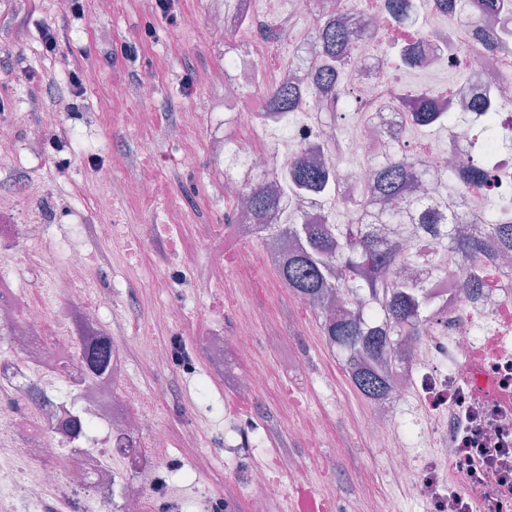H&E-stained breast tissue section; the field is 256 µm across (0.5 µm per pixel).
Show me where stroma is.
Returning <instances> with one entry per match:
<instances>
[{
	"mask_svg": "<svg viewBox=\"0 0 512 512\" xmlns=\"http://www.w3.org/2000/svg\"><path fill=\"white\" fill-rule=\"evenodd\" d=\"M223 7L224 0H179L165 14L142 0H0V125L15 128L13 151L0 158V193L17 197L22 215H37L55 236L75 224L121 227L113 241L86 242L87 277L111 290L104 326L126 361V382L150 399V425L168 430L154 512H293L297 488L265 503L247 481L257 464L285 480V456L306 469L308 489L333 512H375L385 503L400 512H433V495L398 483L386 449L359 433L369 403L353 389L343 356L326 343L318 319L262 261L259 241L244 244L255 258L251 287H237L230 251L223 281L198 279V269L216 253L197 241L196 227L227 224L232 203L222 188V160L197 145L240 134L234 113L224 109L223 86L210 80L246 42L241 33L208 39L207 20ZM46 25L59 41L52 56L40 37ZM76 84L82 89L77 97L71 94ZM199 94L210 98L215 122L191 131L186 112ZM33 99L59 109L70 136L44 127L41 113L28 107ZM142 110L153 113L151 128L132 123ZM35 137L41 141L36 157L28 149ZM100 166L116 180L131 166L154 175L153 200L144 202L136 186L124 184L111 210L97 212ZM34 179L43 192L32 198L26 187ZM22 286L38 289L50 314L91 298L54 288L44 270ZM241 308L252 312L256 336L246 365L267 376L265 390L245 404L210 372L199 334L211 325L233 336ZM272 336L283 337V352L270 348ZM145 339L182 342L188 357L149 365ZM188 422L199 435L193 448L182 441ZM318 422L334 434L333 442L296 440L297 430Z\"/></svg>",
	"mask_w": 512,
	"mask_h": 512,
	"instance_id": "35a3bbf8",
	"label": "stroma"
}]
</instances>
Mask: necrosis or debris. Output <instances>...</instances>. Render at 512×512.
<instances>
[{
	"label": "necrosis or debris",
	"instance_id": "obj_1",
	"mask_svg": "<svg viewBox=\"0 0 512 512\" xmlns=\"http://www.w3.org/2000/svg\"><path fill=\"white\" fill-rule=\"evenodd\" d=\"M332 2L314 0L315 8L307 14L301 0H244L242 13H217L207 24L209 35L215 38L246 32L249 66L224 81L225 96L236 103L239 137L229 145L208 138L204 149L237 162L279 197L278 210L266 218L270 224L287 223L293 210L316 224L332 223L336 214L335 204L308 195L291 197L284 191L289 148L320 152L330 163L336 160L335 153L324 149L329 131L322 119L334 99L311 90L313 25L329 16ZM385 4L386 0H361L345 20L352 26L366 24L383 35L387 46L402 47L410 41L412 31L404 25L387 24ZM424 13L429 38L427 61L419 65V72L439 77L464 70L475 99L496 108L500 132L512 138V37L488 47L475 27L440 8L438 0H425ZM353 54L363 77L351 88L360 124L342 141L343 147L360 159L342 173L348 183L342 192L348 208L381 209L369 177L372 161L386 151H400L409 161L420 162L435 173L452 164H469L473 148L467 131L452 132L436 148L411 140L409 112L390 108L402 85L386 76V49L357 43ZM288 83L304 91L302 105L291 112L264 114L262 103L249 93L254 86L270 89ZM483 171L486 179L479 195L512 202V152L487 155ZM223 189L233 204L235 240L259 238L266 264H280L293 248V240L259 236V220L243 202L241 181L227 180ZM17 210L16 198L0 195V266L18 271L52 268L58 286L68 290L86 281L85 240L105 242L116 231L115 225L108 223L78 224L69 238L56 244L48 225L37 218L8 223V216ZM471 266V259L449 258L451 278L438 282L433 290L435 322L412 349L391 353L388 363L395 372V384L385 400L372 405L359 429L372 440L390 439L393 475L408 487L419 488L432 481L431 475L419 474L415 468V453L427 444H439L447 459L467 442L475 448H512V261L503 262L498 256L486 261L487 286L477 299L448 286L449 281H462ZM238 320L244 329L230 338L205 330L203 350L210 371L223 376L237 397L247 400L264 390L267 378L263 372L245 368L254 347L247 329L250 311L240 310ZM0 326L8 328L9 340L21 356L17 362L0 359V385L14 396L13 401H0V441L21 435L27 438L23 447L9 448L6 458L0 459V493L36 504L50 488L68 496L89 488L94 492V512H153L152 490L169 438L159 425L144 431L151 410L146 395L131 386L119 389L113 382L102 387L86 381L81 362L70 359L61 343V323L44 314L36 291L19 290L10 277H0ZM34 367L60 376L76 396L73 413L93 424H107L109 436L96 443L91 434H84L82 444L71 449L48 433L50 425L61 421V414L46 408L32 414L22 412L18 399ZM414 394L420 398L422 420L409 433L391 437L389 416L403 410ZM107 454L122 455L127 473L135 480L116 511L111 508L116 476L103 462Z\"/></svg>",
	"mask_w": 512,
	"mask_h": 512
}]
</instances>
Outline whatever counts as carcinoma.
Listing matches in <instances>:
<instances>
[{"instance_id":"obj_1","label":"carcinoma","mask_w":512,"mask_h":512,"mask_svg":"<svg viewBox=\"0 0 512 512\" xmlns=\"http://www.w3.org/2000/svg\"><path fill=\"white\" fill-rule=\"evenodd\" d=\"M443 2L447 10L456 11L466 16L470 24L478 25L496 15L500 0ZM387 9L392 22H408L418 38L427 39L417 20L411 19L410 0H387ZM345 13L347 10L339 5L336 16L316 27L320 62L314 65L312 80L324 92H337L343 84L359 79V69L348 53V46L354 39L363 42L372 37L367 31L359 34L353 31L341 18ZM301 95V91L289 85L275 89L269 93V111L291 112L299 105ZM392 106L409 110L415 127L457 125L454 113L435 109L420 95L405 93ZM477 137L484 153L501 144L493 113L487 112L481 117ZM428 178L453 181L454 192L462 196L475 191L482 176L476 166L459 172L435 174L413 167L394 152L374 160L371 171L375 195L387 201L402 197L411 182ZM286 182L288 192L293 195H316L325 199L340 192V185L335 183L333 173L324 166L322 159L301 152L287 161ZM246 190L250 207L257 215L278 209L277 199L267 193L258 180L251 181ZM511 207L507 202L498 203L493 218L483 220L484 232L481 234L464 230L470 218L453 197L448 201V222L444 225L438 224V214L420 199L407 200L399 209L356 212L344 226L311 224L293 213L288 216V223L276 225L279 234L297 242L276 271L289 291L302 300L324 301L336 291L360 297L368 309L366 316L344 310L320 323V330L330 346L344 355L362 353L376 360L397 349L402 342L423 334L434 320V300L428 282L411 279L395 285L389 283L390 271L395 267L415 265L419 253L387 243L372 230V225L417 224L439 236L448 254L469 257L476 263L486 252L490 239L495 242L498 252H512V222H507L506 218ZM335 266L344 270V279L335 277ZM77 340L78 356L86 366L88 379L102 378L112 372V362L118 355L111 336L101 331L92 338L79 336ZM350 382L370 403L386 395L389 389L388 376L371 364L351 375ZM47 403V391L39 385L31 386L26 393L25 407H43Z\"/></svg>"}]
</instances>
